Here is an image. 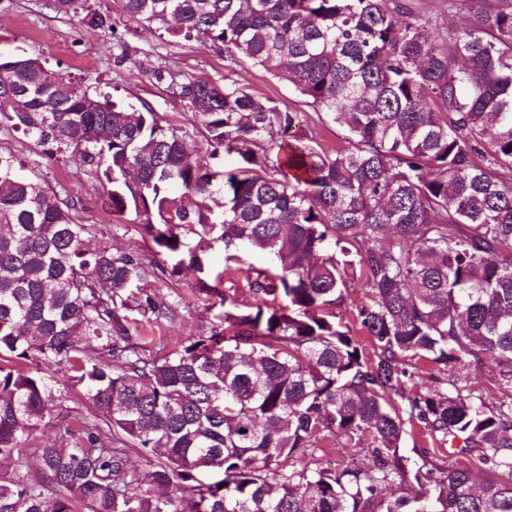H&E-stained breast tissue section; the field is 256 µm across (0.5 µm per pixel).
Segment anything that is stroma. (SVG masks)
Masks as SVG:
<instances>
[{
  "mask_svg": "<svg viewBox=\"0 0 512 512\" xmlns=\"http://www.w3.org/2000/svg\"><path fill=\"white\" fill-rule=\"evenodd\" d=\"M86 5L107 14V28L87 29L79 16L56 13L47 7L46 0H0V53L40 57L47 68L80 81L89 94H105L138 108L151 107L163 120L197 140L195 157L204 163L209 162L211 149L203 140L199 120L173 97L166 84L153 78L156 68L218 84L223 83L225 74H233L240 85L257 96L298 112L300 122L293 129L295 135L326 147L343 146L342 127L322 119L288 82L274 78L249 60H228L222 46L206 39L176 41L164 32L140 25L128 18L120 0H87ZM0 145L19 154L25 173L73 204L78 221L93 228L92 244L106 243L121 251L154 257V268L142 288L157 301L170 305L173 315L157 321L134 309L121 310L122 323L134 343L150 354L164 355L208 330L218 308L195 287L191 277L171 275L163 257L153 256L152 242L143 235L135 213L106 210L102 187L80 155L49 157L33 140L1 128ZM40 368L51 377L59 398L56 412L76 406L88 419L100 421L99 411L75 385L65 365L44 362Z\"/></svg>",
  "mask_w": 512,
  "mask_h": 512,
  "instance_id": "obj_1",
  "label": "stroma"
}]
</instances>
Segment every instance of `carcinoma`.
<instances>
[{
    "label": "carcinoma",
    "instance_id": "cac0c4a2",
    "mask_svg": "<svg viewBox=\"0 0 512 512\" xmlns=\"http://www.w3.org/2000/svg\"><path fill=\"white\" fill-rule=\"evenodd\" d=\"M446 27L401 0H122L175 39L207 38L250 60L344 128L345 145L268 137L299 113L241 87L154 79L198 116L196 142L138 110L89 95L37 57L0 55V124L45 153L81 154L113 213L132 211L171 274L220 298V324L157 358L118 309L155 320L146 259L89 245L90 225L0 147V512H512V396L491 401L475 363L512 387V0H480ZM224 197L216 215L208 205ZM251 248L271 267L242 288L249 310L208 283ZM366 297L353 324L352 284ZM368 336L366 353L353 326ZM103 347L109 359L90 353ZM65 363L109 432L77 410L51 445L26 448L58 397L37 367ZM434 387L421 389V364ZM458 441L487 475L405 454L408 428ZM334 438L343 468L298 466ZM137 449L161 451L145 468ZM32 455L40 476L23 471ZM394 485L407 495L391 499Z\"/></svg>",
    "mask_w": 512,
    "mask_h": 512
}]
</instances>
